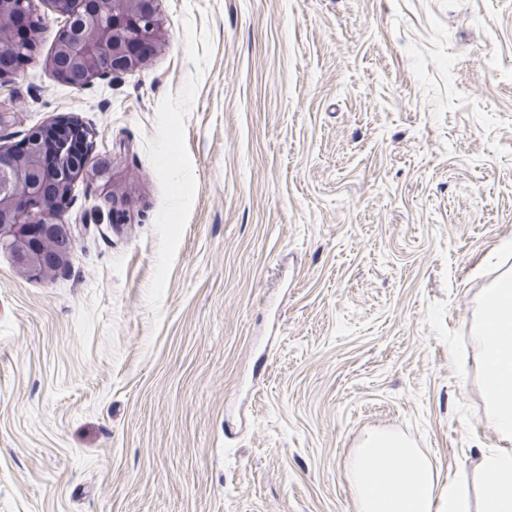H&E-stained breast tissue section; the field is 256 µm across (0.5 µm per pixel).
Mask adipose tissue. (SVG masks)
<instances>
[{"mask_svg":"<svg viewBox=\"0 0 512 512\" xmlns=\"http://www.w3.org/2000/svg\"><path fill=\"white\" fill-rule=\"evenodd\" d=\"M485 403L483 421L498 445L481 449L477 487L442 476L430 459L394 432L373 431L346 462L355 512H512V269L479 303L473 327Z\"/></svg>","mask_w":512,"mask_h":512,"instance_id":"obj_1","label":"adipose tissue"}]
</instances>
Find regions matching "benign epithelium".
<instances>
[{
	"instance_id": "1",
	"label": "benign epithelium",
	"mask_w": 512,
	"mask_h": 512,
	"mask_svg": "<svg viewBox=\"0 0 512 512\" xmlns=\"http://www.w3.org/2000/svg\"><path fill=\"white\" fill-rule=\"evenodd\" d=\"M49 9L64 17L56 36L57 56L52 65L65 84L82 89L94 78L123 74L143 64L158 46L155 22L158 0H44ZM37 16L33 0H0V23L25 29ZM32 60L11 48L0 50V79ZM89 150L79 154L65 138L48 144L41 126L24 138V150L16 157L12 147L0 146V248L11 253L14 263L30 277L54 276L70 253L75 230L59 220L61 208L46 209L43 200L55 195L67 203L69 188L80 178L112 187V156L103 155L91 167L84 163ZM56 243V254L47 257L41 239Z\"/></svg>"
}]
</instances>
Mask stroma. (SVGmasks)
Wrapping results in <instances>:
<instances>
[{
  "instance_id": "1",
  "label": "stroma",
  "mask_w": 512,
  "mask_h": 512,
  "mask_svg": "<svg viewBox=\"0 0 512 512\" xmlns=\"http://www.w3.org/2000/svg\"><path fill=\"white\" fill-rule=\"evenodd\" d=\"M36 8L0 145L77 122L119 206L76 182L51 279L0 251V512H354L374 429L479 479L512 0H158L155 53L80 90Z\"/></svg>"
}]
</instances>
